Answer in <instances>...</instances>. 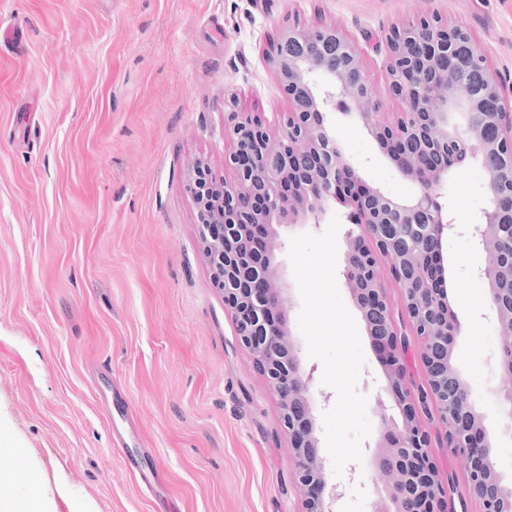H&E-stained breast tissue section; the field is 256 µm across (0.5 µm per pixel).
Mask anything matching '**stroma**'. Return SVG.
<instances>
[{
  "instance_id": "1",
  "label": "stroma",
  "mask_w": 512,
  "mask_h": 512,
  "mask_svg": "<svg viewBox=\"0 0 512 512\" xmlns=\"http://www.w3.org/2000/svg\"><path fill=\"white\" fill-rule=\"evenodd\" d=\"M436 16L466 29L502 79L512 111V0H0V433L25 453L50 512H302L278 398L237 342L200 258L184 177L199 159L217 178L232 141L224 112L283 131L291 105L263 49L288 28L333 25L364 49L382 117L396 122L383 66L389 28ZM328 121L368 183L418 193L357 116ZM455 223L488 206L468 159L448 177ZM454 363L472 388L512 482V422L499 394L500 335L479 270L487 254L447 234ZM357 390L372 430L336 512H374L385 379L370 342ZM425 429L453 512H479L467 465ZM164 472L152 496L123 457Z\"/></svg>"
}]
</instances>
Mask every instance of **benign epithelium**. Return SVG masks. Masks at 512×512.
<instances>
[{
	"mask_svg": "<svg viewBox=\"0 0 512 512\" xmlns=\"http://www.w3.org/2000/svg\"><path fill=\"white\" fill-rule=\"evenodd\" d=\"M407 31L397 27L387 38L386 71L392 94L404 106L396 123L377 119L381 104L369 93L359 45L334 26L290 28L265 51L292 103L283 116V133L273 137L261 120L230 112L233 147L224 164L234 171V181H217L202 159L188 170L185 181L197 207L201 257L212 286L234 316L238 342L278 396L303 512H333L343 487L326 480L310 391L312 373L302 365L288 330L276 250L283 247L282 226L299 216L317 220L335 202L349 209L350 222L360 229L347 237L344 282L382 368L387 397L400 415V422L386 425L375 444L378 469L388 478L391 496L413 505L411 512H448L449 485L432 460L429 436L420 422V412L432 407L444 427L446 445L468 463V492L481 504V512L512 507V486L503 483L493 465L490 434L469 384L448 396V374L460 373L448 370L432 354L434 346L454 345L458 325L444 297L445 270L439 263L443 235L457 228L440 201L448 169L431 163L432 154L447 147L451 137L465 154H479L488 175V195L502 185L512 189V114L504 111L499 76L467 31L430 22L424 43L412 40ZM459 38L468 40L481 69L477 93L448 53ZM316 43L333 45L332 57L288 51L290 46L306 49ZM425 72L435 74L433 83L423 82ZM491 101L497 103L492 111ZM339 106L355 112L392 166L418 184L415 196L391 197L360 177L327 121L329 110ZM256 197L263 200L260 208L252 204ZM498 222L500 214L490 208L465 230L486 250L488 225ZM381 257L398 284L395 299L379 278ZM491 303L501 351L512 350V306H504L495 295ZM395 306L405 312L420 344L426 382L421 397L415 395L401 359L402 339L392 321Z\"/></svg>",
	"mask_w": 512,
	"mask_h": 512,
	"instance_id": "7a95c632",
	"label": "benign epithelium"
}]
</instances>
